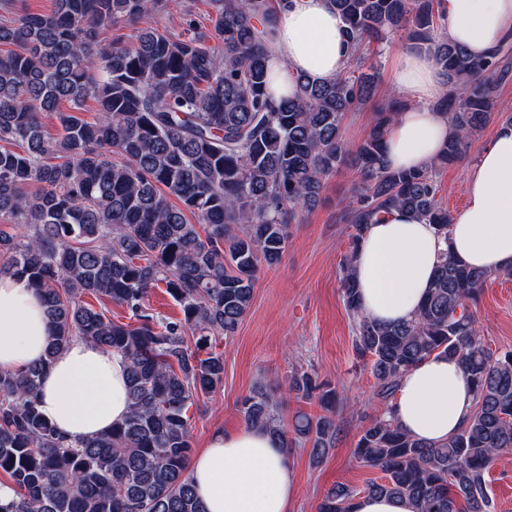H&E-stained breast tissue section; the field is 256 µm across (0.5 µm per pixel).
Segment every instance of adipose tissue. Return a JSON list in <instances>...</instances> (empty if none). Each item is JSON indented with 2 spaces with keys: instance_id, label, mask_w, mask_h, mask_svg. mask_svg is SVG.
<instances>
[{
  "instance_id": "ef3b65f1",
  "label": "adipose tissue",
  "mask_w": 512,
  "mask_h": 512,
  "mask_svg": "<svg viewBox=\"0 0 512 512\" xmlns=\"http://www.w3.org/2000/svg\"><path fill=\"white\" fill-rule=\"evenodd\" d=\"M450 40L477 57L512 34V0H446ZM345 60L342 21L328 0H291L276 21L269 88L280 99L296 76L333 80ZM444 78L431 56L403 52L391 83L410 104L390 128L384 162L392 169L425 167L449 136L445 115L429 106ZM452 250L466 265L512 268V126L498 128L472 164L464 207L448 238L414 215L391 211L370 225L358 251L355 278L362 310L394 324L411 318L423 300L438 256ZM48 320L39 295L25 280L0 275V368L25 370L44 354ZM38 408L69 441L109 431L129 410L124 358L74 339L43 374ZM474 405V387L456 360L431 355L399 382L392 411L415 438L441 443L458 432ZM190 477L204 512H290L293 470L280 443L264 430H216L192 460Z\"/></svg>"
}]
</instances>
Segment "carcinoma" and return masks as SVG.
I'll use <instances>...</instances> for the list:
<instances>
[{
    "mask_svg": "<svg viewBox=\"0 0 512 512\" xmlns=\"http://www.w3.org/2000/svg\"><path fill=\"white\" fill-rule=\"evenodd\" d=\"M15 2L0 0V273L37 291L50 336L39 363L0 370V475L14 492L0 512H203L188 468L193 409L224 379L212 337L235 334L260 266L281 261L298 209H314L346 164L360 181L343 215L350 233L339 287L380 401L353 457L383 477L361 492L333 485L319 512H350L360 494L405 497L416 512H492L486 474L512 450V351L485 347L472 306L512 270L471 269L445 250L417 312L382 325L361 312L353 263L368 226L392 209L448 238L437 170L461 160L491 120L512 124L493 97L507 72L502 50L475 59L448 41L438 32L444 0H328L343 22L344 67L327 83L299 76L293 95L276 101L267 66L288 0H208L211 26L188 12L178 33L151 22L167 0H52L45 14ZM119 24L136 26L134 41L102 42L101 30ZM401 28L445 76L435 106L451 127L437 158L414 170L384 164L393 102L377 107L361 142L343 137L347 113L377 90L373 77L348 69L370 42ZM89 98L94 122L79 116ZM154 288L182 317L149 311ZM85 295L125 308L129 322ZM75 338L124 357L129 413L111 432L72 444L39 413L37 389ZM434 353L461 364L475 405L461 430L428 444L397 424L392 401L403 373ZM288 393L322 413L298 414L289 432L276 393L256 388L238 403L245 425L285 449L310 442L324 456L338 435L336 389L296 369Z\"/></svg>",
    "mask_w": 512,
    "mask_h": 512,
    "instance_id": "carcinoma-1",
    "label": "carcinoma"
}]
</instances>
